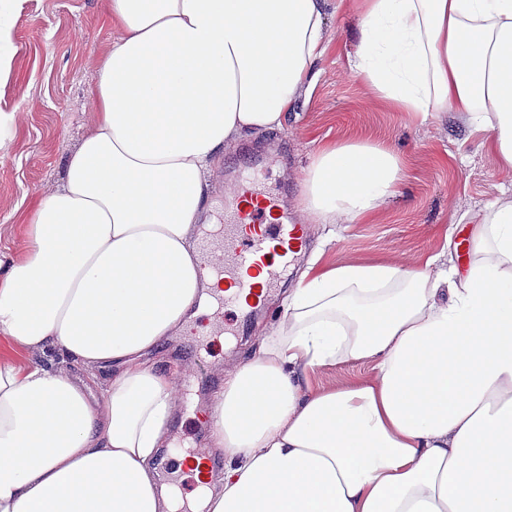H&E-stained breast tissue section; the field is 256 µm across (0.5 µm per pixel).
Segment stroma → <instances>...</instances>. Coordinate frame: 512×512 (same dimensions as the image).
<instances>
[{"label": "stroma", "instance_id": "35a3bbf8", "mask_svg": "<svg viewBox=\"0 0 512 512\" xmlns=\"http://www.w3.org/2000/svg\"><path fill=\"white\" fill-rule=\"evenodd\" d=\"M327 25L332 39L311 92L302 98L278 138L283 148L267 159L262 183L272 195L296 199L298 181L327 143L367 139L395 146L405 159L396 194L371 219L328 228L309 227L312 247L333 261L402 260L438 252L445 233L473 224L477 215L512 199V170L486 151L485 133L456 113L418 122L379 101L350 68L355 17L351 0H334ZM13 73L0 88V109L21 117L0 163V251L16 249L24 235L31 197L63 177L62 160L90 122L82 107L94 84L91 58L104 54L112 32L103 0H24L14 30ZM289 176H282V169ZM203 317L191 335L172 342V356L193 365L184 394L206 399L224 366L256 354L255 328L237 343L211 332Z\"/></svg>", "mask_w": 512, "mask_h": 512}]
</instances>
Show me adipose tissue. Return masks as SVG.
Masks as SVG:
<instances>
[{
    "label": "adipose tissue",
    "mask_w": 512,
    "mask_h": 512,
    "mask_svg": "<svg viewBox=\"0 0 512 512\" xmlns=\"http://www.w3.org/2000/svg\"><path fill=\"white\" fill-rule=\"evenodd\" d=\"M331 0H104L90 126L0 254V512H177L156 467L185 368L168 345L206 299L197 230L225 161L282 130L331 34ZM350 59L373 93L458 113L512 169V0H355ZM403 160L326 146L305 224L383 208ZM363 361L368 375L317 372ZM207 441L224 460L197 512H512V200L466 265L314 252L277 332L225 367ZM370 373V366L356 362H340L336 365L323 368L319 374V381L328 385L336 381L364 376Z\"/></svg>",
    "instance_id": "obj_1"
}]
</instances>
